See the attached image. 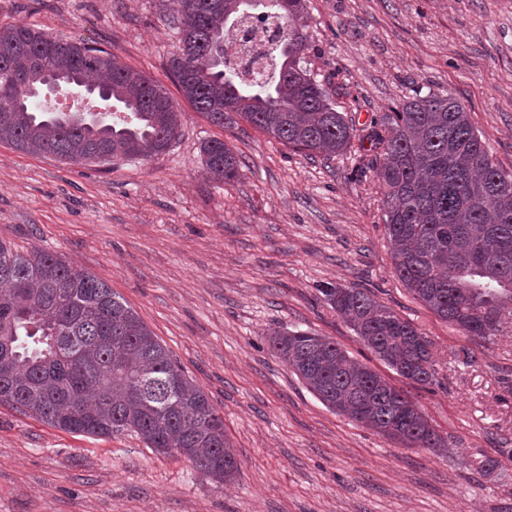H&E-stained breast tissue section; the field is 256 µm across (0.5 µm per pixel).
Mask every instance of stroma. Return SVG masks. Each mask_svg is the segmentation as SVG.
Returning <instances> with one entry per match:
<instances>
[{"label":"stroma","instance_id":"obj_1","mask_svg":"<svg viewBox=\"0 0 512 512\" xmlns=\"http://www.w3.org/2000/svg\"><path fill=\"white\" fill-rule=\"evenodd\" d=\"M167 4L0 0V27L111 51L163 85L181 119L166 153L108 166L0 141V240L104 279L223 416L239 473L219 484L134 434L68 433L0 404V512H512V322L483 343L415 299L392 268L382 194L356 176L382 160L374 126L431 91L465 104L512 173V0H308L310 67L354 128L330 159L196 112L168 73ZM211 139L240 157L237 181L206 176ZM325 283L368 289L412 323L436 384L377 359ZM289 330L333 338L406 391L445 447H404L326 407L269 348Z\"/></svg>","mask_w":512,"mask_h":512}]
</instances>
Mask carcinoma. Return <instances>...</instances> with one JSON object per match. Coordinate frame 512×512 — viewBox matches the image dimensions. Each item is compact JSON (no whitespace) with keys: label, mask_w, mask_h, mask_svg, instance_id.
Listing matches in <instances>:
<instances>
[{"label":"carcinoma","mask_w":512,"mask_h":512,"mask_svg":"<svg viewBox=\"0 0 512 512\" xmlns=\"http://www.w3.org/2000/svg\"><path fill=\"white\" fill-rule=\"evenodd\" d=\"M173 0L167 17L188 47L168 70L209 121L236 119L313 157H333L352 123L304 67L306 0ZM275 26L261 72L238 61L228 23ZM102 91L124 110L95 123L31 105L50 77ZM180 134L167 90L84 40H57L25 24L0 28V139L72 163L109 164L166 151ZM372 138L393 269L435 316L484 341L512 321V174L500 170L462 104L446 92L404 101ZM207 174L232 183L241 162L223 141L202 147ZM324 300L401 377L431 385V343L361 288L328 284ZM494 318L485 328L482 322ZM0 403L76 434L134 432L169 448L217 482L239 471L224 417L134 310L101 278L40 249L0 241ZM270 348L329 409L408 448H444L405 391L353 360L335 340L306 331L270 336Z\"/></svg>","instance_id":"cac0c4a2"}]
</instances>
